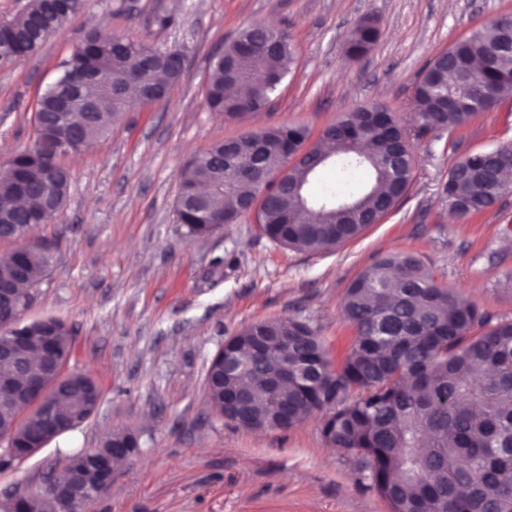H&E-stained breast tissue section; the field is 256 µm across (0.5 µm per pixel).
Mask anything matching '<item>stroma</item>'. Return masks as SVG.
Returning <instances> with one entry per match:
<instances>
[{
  "label": "stroma",
  "mask_w": 512,
  "mask_h": 512,
  "mask_svg": "<svg viewBox=\"0 0 512 512\" xmlns=\"http://www.w3.org/2000/svg\"><path fill=\"white\" fill-rule=\"evenodd\" d=\"M505 14L512 0H85L80 18L38 54L0 67L2 168L33 144L37 97L88 25L186 56L164 101L135 105L106 136L62 158L71 190L56 217L32 232L56 250L26 316L72 329L68 367L98 381L101 401L86 424L0 471V501L129 429L139 454L83 512H389L355 460L326 443L319 417L285 431L228 423L209 408L206 371L225 339L268 317L309 321L342 359L354 338L344 292L394 251L419 254L438 281L512 318V283L502 276L512 269V193L475 218L450 216L443 195L456 161L512 143V101L441 139L415 134L412 112L425 63ZM162 16L169 24H159ZM366 17L378 40L349 59V35ZM250 22L287 31L296 63L266 112L231 122L207 109L204 85L212 55ZM377 103L410 129L417 167L407 194L356 240L311 254L262 236L251 214L194 239L176 224L179 175L213 142L274 123L317 131L353 106Z\"/></svg>",
  "instance_id": "obj_1"
}]
</instances>
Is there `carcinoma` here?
Masks as SVG:
<instances>
[{
	"mask_svg": "<svg viewBox=\"0 0 512 512\" xmlns=\"http://www.w3.org/2000/svg\"><path fill=\"white\" fill-rule=\"evenodd\" d=\"M84 0H29L20 16L0 22V64L37 54L47 39L75 21ZM512 15L493 19L429 61L414 87L420 132L453 135L512 98V46L504 44ZM379 30L367 18L354 27L346 53L365 55ZM184 55L148 50L108 29L85 33L60 63L67 80L39 96L35 112L55 117L37 141L0 168V241L27 236L29 217L54 198L64 203L70 174L60 162L62 145L75 152L110 131L132 102L180 78ZM289 35L260 22L240 27L216 52L206 79V104L229 120L265 111L291 73ZM330 141L334 148L323 149ZM180 173L175 222L189 237L212 232L206 213L234 224L254 208L261 235L293 249L326 253L379 223L407 193L415 157L404 126L387 106H357L325 126L317 138L302 123L267 125L245 136L209 145ZM336 157L341 173L366 167L372 183L350 191L345 202L328 190L302 204L315 174ZM512 170V146L474 151L448 170L443 194L460 217L479 216L503 196L504 170ZM54 246L27 240L0 281L16 264L26 277V307L48 277ZM342 313L355 338L341 367L330 359L318 330L293 318L258 321L224 341L228 363L239 375L206 390L211 411L226 420L266 430L293 427L324 413L329 445L357 459L368 488L390 512H512V319L498 318L434 277L418 255L389 252L362 270L345 290ZM49 321L63 364L72 330ZM95 407L81 393L61 406L69 421L62 433L86 423ZM40 429L39 411L21 410L0 391V469L8 449ZM30 512H46L54 499L42 488L28 492Z\"/></svg>",
	"mask_w": 512,
	"mask_h": 512,
	"instance_id": "cac0c4a2",
	"label": "carcinoma"
}]
</instances>
